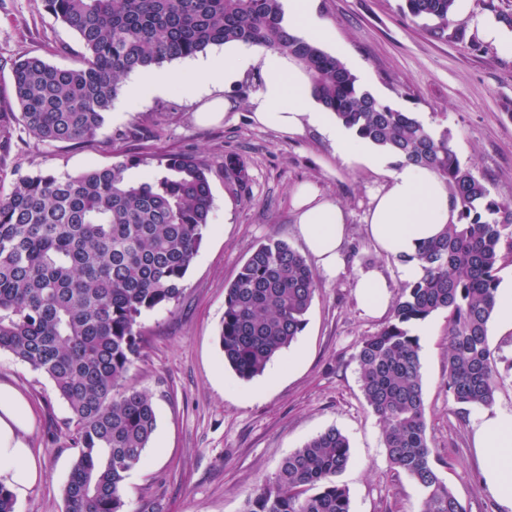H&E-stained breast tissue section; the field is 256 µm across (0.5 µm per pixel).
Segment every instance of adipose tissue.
I'll list each match as a JSON object with an SVG mask.
<instances>
[{
    "label": "adipose tissue",
    "instance_id": "adipose-tissue-1",
    "mask_svg": "<svg viewBox=\"0 0 512 512\" xmlns=\"http://www.w3.org/2000/svg\"><path fill=\"white\" fill-rule=\"evenodd\" d=\"M251 70L259 71L263 80L250 101L258 124L288 135L302 134L309 127L317 129L331 141L336 157L363 161L383 176L384 184L372 197L365 216L367 233L381 254L398 260L401 280H418L423 274L416 259L420 247L456 217L445 181L429 169L402 162L324 112L306 74L287 57L229 42L222 59L193 62L181 76L143 72L129 83L125 101L131 104L176 88L205 96L200 115L214 121L225 117L232 103L219 95L206 97L203 80L220 78L230 87ZM291 199L308 252L323 275L336 276L344 264L345 209L311 182L296 186ZM390 288L389 278L379 267L362 268L356 274L357 302L367 313L387 310ZM31 425L24 395L0 384V485L19 498L41 477L40 465L25 439ZM471 428L474 447L484 460V481L496 501L512 512V413L482 408L473 417Z\"/></svg>",
    "mask_w": 512,
    "mask_h": 512
}]
</instances>
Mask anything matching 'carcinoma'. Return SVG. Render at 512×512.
<instances>
[{
    "label": "carcinoma",
    "mask_w": 512,
    "mask_h": 512,
    "mask_svg": "<svg viewBox=\"0 0 512 512\" xmlns=\"http://www.w3.org/2000/svg\"><path fill=\"white\" fill-rule=\"evenodd\" d=\"M414 18L448 31L456 0H403ZM73 30L83 52L70 67L39 56L16 60L12 116L41 144L94 138L123 80L237 41L304 68L315 98L347 128L448 183L457 219L417 254L424 276L399 289L388 320L363 337L354 358L367 406L381 425L390 468L421 487L419 512H467L429 446L420 336L428 317L447 319L448 395L459 413L493 404L504 376L488 339L501 268L512 261V201L491 196L460 164L448 133L435 136L412 113L358 85L338 58L288 31L281 0H42ZM144 166L135 181L129 171ZM248 188L246 163L224 162ZM206 162L192 152H118L77 174L39 171L0 190V352L45 375L76 425L79 454L63 488L65 512H128L123 485L142 464L156 429L150 393L125 386L143 354L141 318L178 302L213 205ZM320 279L280 240L250 253L225 288L219 343L245 380L264 373L307 324ZM351 458L329 428L289 453L256 485L243 512H351L338 481Z\"/></svg>",
    "instance_id": "1"
}]
</instances>
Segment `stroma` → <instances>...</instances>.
Instances as JSON below:
<instances>
[{"label":"stroma","instance_id":"stroma-1","mask_svg":"<svg viewBox=\"0 0 512 512\" xmlns=\"http://www.w3.org/2000/svg\"><path fill=\"white\" fill-rule=\"evenodd\" d=\"M401 3L313 0L317 20L335 36L325 52L340 54L382 101L413 113L434 134H448L460 163L494 196L512 198V52L484 40L478 24L489 14H511L512 0H457L450 25L465 29L462 43L434 38L429 21L404 13ZM79 49L77 36L47 14L41 0H0V114L9 118L16 109L14 60L36 55L68 66ZM258 88L250 74L226 90L234 108L212 125L199 121V101L171 90L123 116L108 115L94 139L76 145L36 143L9 118L0 123V185L39 170L76 174L103 167L119 151L194 152L210 167L213 208L184 294L178 304L142 319L143 356L130 379L152 394L157 428L144 464L124 483L129 512H242L252 488L288 453L332 427L352 448L339 477L352 512H419L422 491L390 468L354 359L359 340L382 325L359 308L357 270L380 267L394 288L402 286L397 262L377 251L364 224L383 178L364 164L342 162L315 130L290 136L258 126L250 108ZM230 155L246 162L248 191L225 180ZM304 182L315 183L348 214L346 268L322 278L304 330L273 361L280 378L245 380L225 366L219 346L224 292L266 239L304 251L290 205L292 190ZM445 326L444 316L435 315L421 333L429 442L468 512H503L483 483L470 417L456 413L448 397ZM0 383L16 387L29 402L26 438L42 469L15 512H64L62 490L78 455L70 445L69 410L44 375L6 352H0Z\"/></svg>","mask_w":512,"mask_h":512}]
</instances>
